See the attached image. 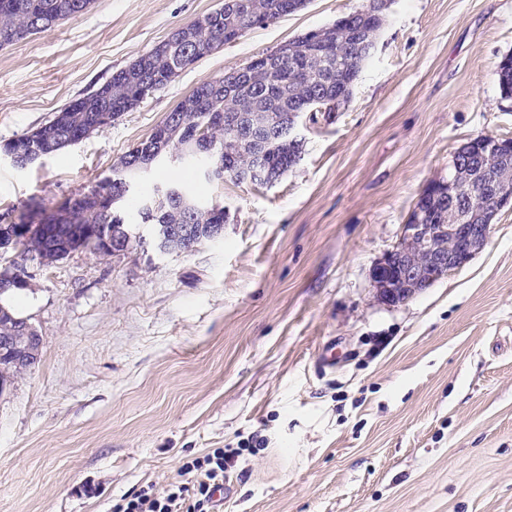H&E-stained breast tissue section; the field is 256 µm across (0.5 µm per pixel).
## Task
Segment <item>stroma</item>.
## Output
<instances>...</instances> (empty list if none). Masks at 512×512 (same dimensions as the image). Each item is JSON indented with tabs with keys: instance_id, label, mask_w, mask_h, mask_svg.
Listing matches in <instances>:
<instances>
[{
	"instance_id": "35a3bbf8",
	"label": "stroma",
	"mask_w": 512,
	"mask_h": 512,
	"mask_svg": "<svg viewBox=\"0 0 512 512\" xmlns=\"http://www.w3.org/2000/svg\"><path fill=\"white\" fill-rule=\"evenodd\" d=\"M365 0H310L182 71L111 127L21 169L0 214L52 207L112 171L201 83L334 23ZM224 0H94L0 48V141ZM512 0H392L338 112L301 118V158L270 185L162 163L153 184L225 206L221 239L26 262L17 315L43 339L0 392V512H111L238 449L222 512H512V204L488 244L411 299L381 301L379 258L424 189L480 135L512 138L496 74Z\"/></svg>"
}]
</instances>
